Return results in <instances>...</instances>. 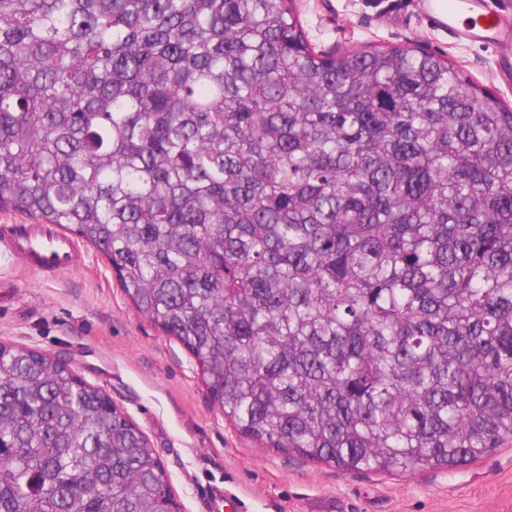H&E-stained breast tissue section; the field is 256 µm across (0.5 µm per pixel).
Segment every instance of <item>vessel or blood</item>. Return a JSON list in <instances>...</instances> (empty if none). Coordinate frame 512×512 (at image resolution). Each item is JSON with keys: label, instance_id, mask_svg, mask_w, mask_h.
<instances>
[{"label": "vessel or blood", "instance_id": "1", "mask_svg": "<svg viewBox=\"0 0 512 512\" xmlns=\"http://www.w3.org/2000/svg\"><path fill=\"white\" fill-rule=\"evenodd\" d=\"M425 14L455 42L497 51L496 77L512 82V13H506L500 0H425ZM0 251L34 271L55 273L73 266L79 245L46 224H6L0 226Z\"/></svg>", "mask_w": 512, "mask_h": 512}]
</instances>
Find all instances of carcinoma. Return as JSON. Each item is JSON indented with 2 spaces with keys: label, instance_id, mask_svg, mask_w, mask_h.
<instances>
[{
  "label": "carcinoma",
  "instance_id": "obj_1",
  "mask_svg": "<svg viewBox=\"0 0 512 512\" xmlns=\"http://www.w3.org/2000/svg\"><path fill=\"white\" fill-rule=\"evenodd\" d=\"M292 0H0V209L97 248L224 417L346 472L512 443V106ZM0 345V512H179L141 429Z\"/></svg>",
  "mask_w": 512,
  "mask_h": 512
}]
</instances>
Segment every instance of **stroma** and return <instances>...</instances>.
I'll return each instance as SVG.
<instances>
[{"label": "stroma", "instance_id": "35a3bbf8", "mask_svg": "<svg viewBox=\"0 0 512 512\" xmlns=\"http://www.w3.org/2000/svg\"><path fill=\"white\" fill-rule=\"evenodd\" d=\"M319 52L399 46L430 49L512 105L495 78L497 57L458 45L425 17L423 0H294ZM65 360L148 437L179 512H204L220 486L235 512H309L335 498L344 512H512V447L453 471L348 474L264 447L215 404L195 357L144 320L103 255L81 244L58 274L22 269L0 253V344Z\"/></svg>", "mask_w": 512, "mask_h": 512}]
</instances>
